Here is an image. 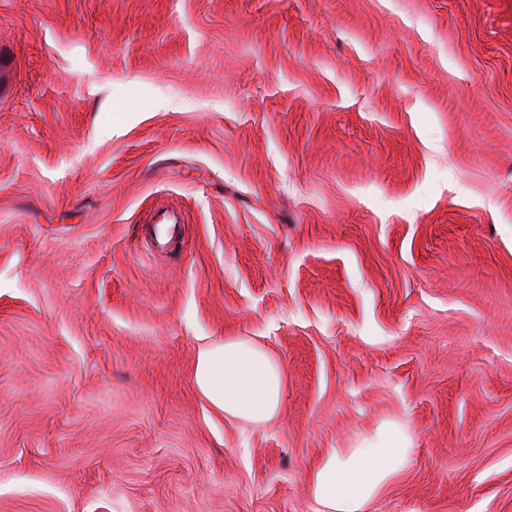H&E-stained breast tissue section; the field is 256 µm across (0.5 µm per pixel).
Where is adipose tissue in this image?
Masks as SVG:
<instances>
[{
	"mask_svg": "<svg viewBox=\"0 0 512 512\" xmlns=\"http://www.w3.org/2000/svg\"><path fill=\"white\" fill-rule=\"evenodd\" d=\"M194 381L225 419L265 425L280 415L283 364L258 340L227 337L200 348ZM412 452L409 430L384 422L354 447L328 449L309 475V491L321 512H368L409 466Z\"/></svg>",
	"mask_w": 512,
	"mask_h": 512,
	"instance_id": "adipose-tissue-1",
	"label": "adipose tissue"
}]
</instances>
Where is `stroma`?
<instances>
[{
    "label": "stroma",
    "instance_id": "1",
    "mask_svg": "<svg viewBox=\"0 0 512 512\" xmlns=\"http://www.w3.org/2000/svg\"><path fill=\"white\" fill-rule=\"evenodd\" d=\"M1 47L0 512H317L385 421L372 512H512V0H0ZM194 381L205 399L230 421L265 425L280 415L283 364L256 339L224 337L200 348ZM412 452L411 433L394 421L382 423L353 448H329L308 478L319 512H368L409 466Z\"/></svg>",
    "mask_w": 512,
    "mask_h": 512
}]
</instances>
